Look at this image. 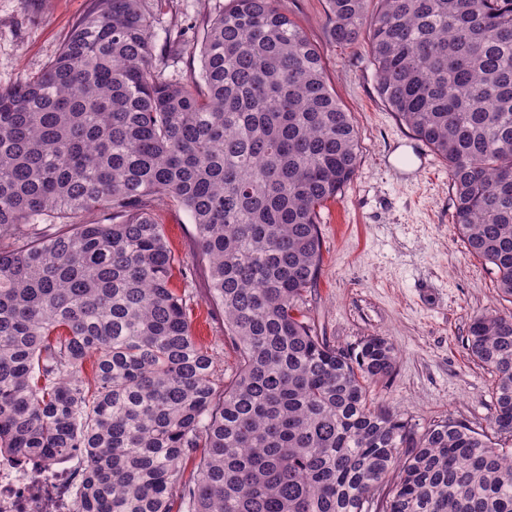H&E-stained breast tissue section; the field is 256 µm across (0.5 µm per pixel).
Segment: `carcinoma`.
I'll list each match as a JSON object with an SVG mask.
<instances>
[{
    "mask_svg": "<svg viewBox=\"0 0 512 512\" xmlns=\"http://www.w3.org/2000/svg\"><path fill=\"white\" fill-rule=\"evenodd\" d=\"M328 5L512 299V0ZM161 60L143 0H95L38 76L0 87V451L80 456L77 512H512V312L466 338L495 375L489 430L419 433L371 398L387 338L336 346L305 310L320 210L359 160L318 47L279 0H229L199 77ZM158 202L193 218L228 380L171 288Z\"/></svg>",
    "mask_w": 512,
    "mask_h": 512,
    "instance_id": "obj_1",
    "label": "carcinoma"
}]
</instances>
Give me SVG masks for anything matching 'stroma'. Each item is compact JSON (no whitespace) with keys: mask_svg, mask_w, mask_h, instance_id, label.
<instances>
[{"mask_svg":"<svg viewBox=\"0 0 512 512\" xmlns=\"http://www.w3.org/2000/svg\"><path fill=\"white\" fill-rule=\"evenodd\" d=\"M229 0H147L154 40L186 29L180 50H165L167 74L199 75L191 46ZM95 0H0V85L39 74ZM323 55L327 76L359 131V164L338 199L320 212L322 263L306 307L331 343L353 348L382 336L398 352L392 377L373 385L375 402L416 430L446 419L485 428L494 376L465 349L470 320L507 310L488 264L471 256L454 226L448 166L401 165L412 135L376 91L367 46L326 37L327 0H280ZM155 214L183 268L172 285L193 310L192 331L218 373L232 376L238 356L224 338V315L209 296V269L198 254L190 214L162 203Z\"/></svg>","mask_w":512,"mask_h":512,"instance_id":"obj_1","label":"stroma"}]
</instances>
